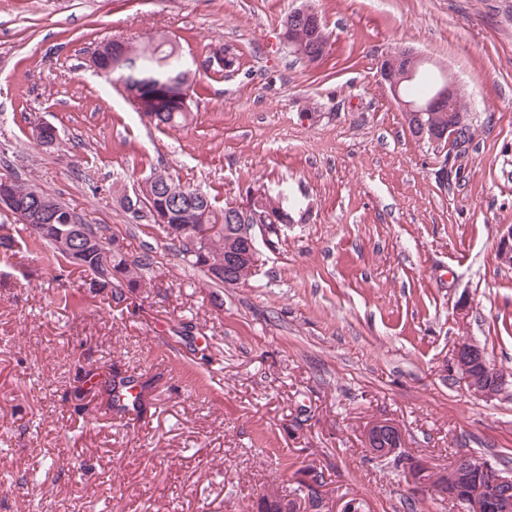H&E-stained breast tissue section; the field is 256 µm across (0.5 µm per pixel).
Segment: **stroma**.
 <instances>
[{"label": "stroma", "mask_w": 512, "mask_h": 512, "mask_svg": "<svg viewBox=\"0 0 512 512\" xmlns=\"http://www.w3.org/2000/svg\"><path fill=\"white\" fill-rule=\"evenodd\" d=\"M302 0H0V160L130 252L151 283L117 303L46 246L0 259V512H247L294 495L301 468L367 512H452L371 459V422L437 468L476 454L512 475V0H309L326 56L281 44ZM176 40L194 73L189 120L156 128L89 64L112 40ZM233 72L202 63L216 48ZM409 48L467 103L463 157L419 140L378 69ZM57 130L54 147L33 130ZM216 207L290 188L264 272L218 286L112 193L153 171ZM67 302H60L59 291ZM477 341L508 384L468 392L452 368ZM153 378L140 420L91 375Z\"/></svg>", "instance_id": "stroma-1"}]
</instances>
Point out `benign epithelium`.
Wrapping results in <instances>:
<instances>
[{"label": "benign epithelium", "instance_id": "benign-epithelium-1", "mask_svg": "<svg viewBox=\"0 0 512 512\" xmlns=\"http://www.w3.org/2000/svg\"><path fill=\"white\" fill-rule=\"evenodd\" d=\"M289 22L283 25L282 40L292 49L296 46L306 45V33L311 30L319 31L322 20L319 13L308 4H303L289 12ZM422 59L407 50H395L386 53L379 61L381 78L389 85L393 97L401 105L403 111L414 119V131L418 137H428L437 144L440 139L435 131L424 121L427 112H453L457 94L456 85L448 79L436 86L429 97L423 100H408L401 93L404 83L413 81ZM267 228L263 224H238L231 232L232 240L241 242L228 248L224 253V282L234 281L236 269L244 262L259 265L263 262V253L259 241L265 239ZM498 259L512 265V225L504 224L501 228L500 240L497 250ZM453 364L459 379L466 385L467 390L477 396L489 397L501 391L505 380L499 375L497 369L491 365L486 357L485 349L473 340L463 341L457 345ZM404 444V435L401 427L389 420L373 422L367 430L366 448L370 454L382 458H398ZM490 463L483 458L464 457L456 466L453 473L455 483L462 485L470 482L473 473L487 470ZM433 468L426 460H414L408 463L405 470L408 481L417 489L432 487L428 475ZM306 490L320 502L322 512H365L364 502L358 499L344 500L334 506L326 501L319 480L308 473L301 477ZM496 484L499 489L496 499L499 503V512H512V478L497 474Z\"/></svg>", "mask_w": 512, "mask_h": 512}]
</instances>
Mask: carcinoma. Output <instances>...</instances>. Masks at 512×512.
Here are the masks:
<instances>
[{"instance_id":"obj_1","label":"carcinoma","mask_w":512,"mask_h":512,"mask_svg":"<svg viewBox=\"0 0 512 512\" xmlns=\"http://www.w3.org/2000/svg\"><path fill=\"white\" fill-rule=\"evenodd\" d=\"M129 57L118 69L112 67V43L94 52L92 62L101 72L123 81L130 97L142 116L160 128H178L188 120V101L192 91L193 77L188 75L181 59L171 46L159 42L150 47L128 45ZM457 112H432L424 120L437 128L453 127L454 138L450 148L470 142L473 139L470 125L466 121L464 99L457 98ZM10 190L16 201L25 209L38 211L49 208L59 217L70 216L73 222H53L41 231L27 223L22 230L33 235L52 249L53 257L61 271L74 267L92 276L93 284L112 289V299L121 302L124 290L134 291L143 286L145 273L155 264L152 250L129 253L120 247L110 249L106 232L109 227L85 224L81 218L61 201L40 194L36 188L14 179ZM142 200L139 209L153 215V210L167 208L170 222L159 227L169 238L176 255L188 266L203 272L215 284L224 283L218 274L224 270V251L228 237L224 236V225L231 224L232 209L229 206L218 210L210 200L200 193L176 183L169 175L154 172L144 179L141 187ZM280 206L290 214L301 209V201L288 191H280L264 204L255 208L262 214L268 207ZM98 386L108 396L110 406L120 414L142 413L146 410L153 382L150 378L135 379L125 375L118 365H113L112 373L98 382ZM136 393H131V390ZM489 474L482 471L473 474L467 486H457L453 481L440 478L445 484L444 491L458 500L485 487Z\"/></svg>"}]
</instances>
